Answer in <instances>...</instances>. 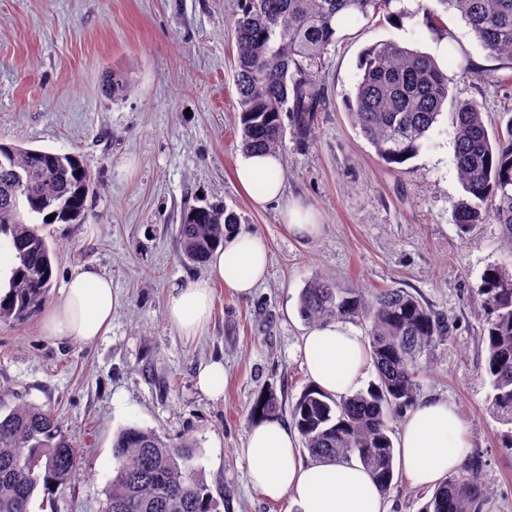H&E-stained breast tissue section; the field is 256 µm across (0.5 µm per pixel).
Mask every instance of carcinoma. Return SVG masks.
Masks as SVG:
<instances>
[{"mask_svg": "<svg viewBox=\"0 0 512 512\" xmlns=\"http://www.w3.org/2000/svg\"><path fill=\"white\" fill-rule=\"evenodd\" d=\"M394 0H240L234 19L238 123L244 153H277L288 115L300 142L315 132L323 110L324 83L315 67L339 27L356 17L383 16L400 23ZM453 11L492 58L512 60V0H437ZM448 74L436 60L393 39L366 48L353 96L346 101L352 123L386 164L415 157L448 103ZM124 75L107 76L105 93L118 99ZM454 161L463 196L453 205L461 231L490 219L503 227L505 258L486 268L477 302L484 310L485 364L498 420L512 425V116L505 131L489 132L472 101L452 106ZM408 158H403V155ZM90 192L87 163L57 154L0 143V233L18 265L0 320L21 319L47 299L53 275L51 248L39 225L76 224ZM54 215L52 220L47 216ZM239 223L218 205L184 211L178 236L182 258L202 263ZM311 325L334 320L365 324L368 360L375 378L367 388L336 399L306 387L289 406L303 447L313 459L359 461L387 493L394 479L393 418L419 398L421 359L446 341L448 319L400 288L368 290L314 278L299 296ZM282 405L264 394L252 414L272 417ZM194 440L174 442L136 424L112 440L113 472L104 512H213L208 488L190 466ZM80 456L58 417L32 403L8 406L0 398V512H33L73 488ZM479 454L434 489L420 512H483L490 488Z\"/></svg>", "mask_w": 512, "mask_h": 512, "instance_id": "1", "label": "carcinoma"}]
</instances>
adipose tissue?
<instances>
[{
    "label": "adipose tissue",
    "mask_w": 512,
    "mask_h": 512,
    "mask_svg": "<svg viewBox=\"0 0 512 512\" xmlns=\"http://www.w3.org/2000/svg\"><path fill=\"white\" fill-rule=\"evenodd\" d=\"M239 187L256 207L280 198L283 167L273 153L246 155L235 170ZM268 253L262 240L235 231L208 258L205 277L172 286L167 319L188 336L209 322L213 283L233 297L251 296L267 274ZM62 298L44 319L47 336L89 345L107 331L120 298L112 279L93 266H81L67 278ZM313 386L336 396L352 394L364 376L367 353L363 336L342 321L307 329L297 346ZM298 433L277 419L256 420L243 453L252 485L272 500H289L296 512H389L390 505L359 463L303 459ZM399 464L416 485L432 487L454 473L470 448L462 422L447 400L418 399L404 417L398 435Z\"/></svg>",
    "instance_id": "obj_1"
}]
</instances>
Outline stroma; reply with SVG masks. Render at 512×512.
Masks as SVG:
<instances>
[{"label": "stroma", "mask_w": 512, "mask_h": 512, "mask_svg": "<svg viewBox=\"0 0 512 512\" xmlns=\"http://www.w3.org/2000/svg\"><path fill=\"white\" fill-rule=\"evenodd\" d=\"M239 0H0V141L82 156L94 191L78 224L42 227L54 249L49 302L74 268L112 278L121 302L109 331L85 346L50 339L45 308L0 322V387L6 404L31 402L59 416L81 455L74 492L57 512H101L112 477V439L135 424L196 442L194 465L217 512H289L250 484L242 447L252 405L273 391L291 405L308 385L297 344L307 324L299 295L315 277L368 289L402 288L447 316V341L420 373L421 395L452 402L493 490L484 512H512V447L481 376L484 313L472 301L484 270L504 257L500 225L460 234L452 203L462 195L450 112L417 156L381 161L348 115L363 50L392 39L434 53L438 36L406 0L403 23L361 18L338 30L322 60L326 108L312 143L285 134L278 152L285 192L255 209L234 180L237 132L232 21ZM445 29L473 74L450 99L472 100L487 126L512 113V60L489 57L459 16ZM125 71L121 99L103 84ZM223 204L269 250L265 282L237 299L214 283L209 325L183 335L166 318L173 285L207 268L180 256L177 227L200 200ZM322 230L292 237L281 217L293 202ZM224 363V395L196 384L203 364Z\"/></svg>", "instance_id": "35a3bbf8"}]
</instances>
